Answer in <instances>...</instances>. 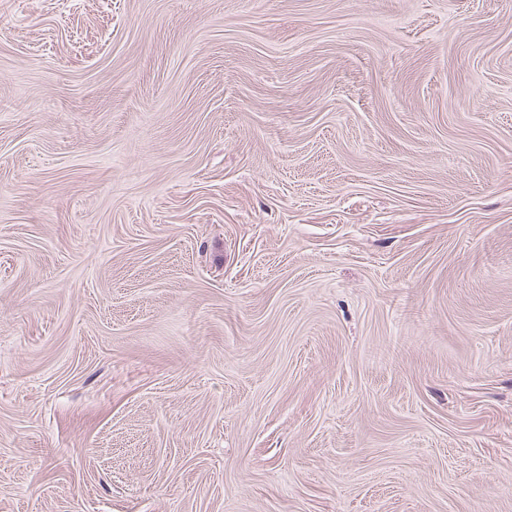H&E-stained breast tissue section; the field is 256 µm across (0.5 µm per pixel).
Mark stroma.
Here are the masks:
<instances>
[{"mask_svg": "<svg viewBox=\"0 0 512 512\" xmlns=\"http://www.w3.org/2000/svg\"><path fill=\"white\" fill-rule=\"evenodd\" d=\"M0 512H512V0H0Z\"/></svg>", "mask_w": 512, "mask_h": 512, "instance_id": "stroma-1", "label": "stroma"}]
</instances>
